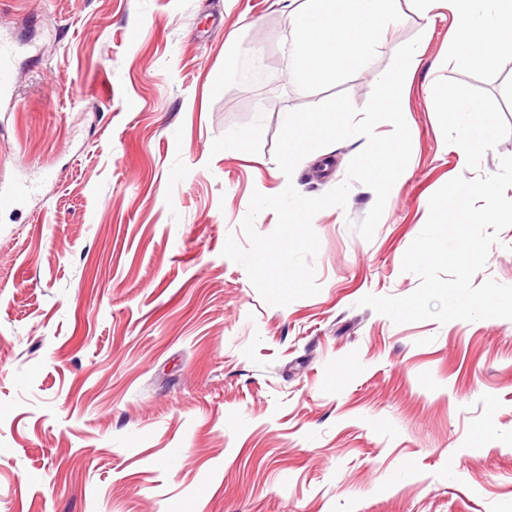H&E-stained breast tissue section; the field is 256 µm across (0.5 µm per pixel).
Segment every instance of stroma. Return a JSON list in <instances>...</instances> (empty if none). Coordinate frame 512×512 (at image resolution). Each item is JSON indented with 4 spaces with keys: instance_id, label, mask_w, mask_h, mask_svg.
Masks as SVG:
<instances>
[{
    "instance_id": "obj_1",
    "label": "stroma",
    "mask_w": 512,
    "mask_h": 512,
    "mask_svg": "<svg viewBox=\"0 0 512 512\" xmlns=\"http://www.w3.org/2000/svg\"><path fill=\"white\" fill-rule=\"evenodd\" d=\"M303 0H0L18 48L0 100V185L26 156L39 196L0 210V512H512V320L394 324L363 296L404 297L402 258L449 180L512 155V60L455 67L490 45L417 0L368 53L322 47L292 76ZM419 39L402 92L412 152L372 240L352 183L319 212L318 294L266 304L222 254L253 192L318 197L365 140L319 149L292 176L285 115L346 92L363 107ZM250 78L228 80L230 63ZM482 108L462 155L445 106ZM512 285V227L475 284Z\"/></svg>"
}]
</instances>
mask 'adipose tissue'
Here are the masks:
<instances>
[{
    "mask_svg": "<svg viewBox=\"0 0 512 512\" xmlns=\"http://www.w3.org/2000/svg\"><path fill=\"white\" fill-rule=\"evenodd\" d=\"M421 17L434 23L445 9H452L459 24L484 34L494 45L490 54H477L463 42L449 45L448 55L459 65L472 69L494 68L500 59L512 57V10L502 11L500 0H421ZM394 21L389 0H306L296 18L300 36L294 44V73L298 76L321 74L325 62L319 47L335 34L336 24H344L354 34L361 49H369L377 36L369 19Z\"/></svg>",
    "mask_w": 512,
    "mask_h": 512,
    "instance_id": "obj_1",
    "label": "adipose tissue"
}]
</instances>
